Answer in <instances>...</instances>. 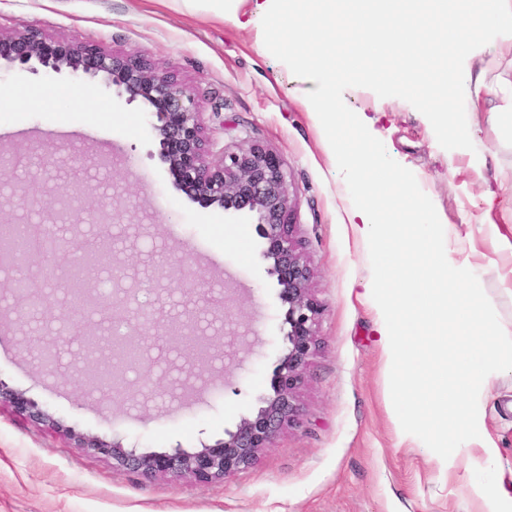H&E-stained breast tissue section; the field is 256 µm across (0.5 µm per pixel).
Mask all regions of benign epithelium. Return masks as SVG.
<instances>
[{
	"label": "benign epithelium",
	"instance_id": "7a95c632",
	"mask_svg": "<svg viewBox=\"0 0 512 512\" xmlns=\"http://www.w3.org/2000/svg\"><path fill=\"white\" fill-rule=\"evenodd\" d=\"M0 60L26 66L33 72L39 67L56 73L65 70L78 80L102 75L118 93L126 94L128 101H142L146 121L156 135L159 159L173 185L205 208L252 214L255 232L263 241L262 257L279 288V300L286 307L285 350L272 371L269 390L259 396L256 410L242 418L235 429H227L224 437L202 442L197 448L139 453L119 440L77 433L54 419L34 399L1 381L0 403L9 404L19 416L64 433L84 452L111 459L113 467L134 469L147 478L189 477L210 483L252 466L294 421L297 392L316 349L322 313L321 306L309 295L311 269L293 236L295 209L283 159L273 150L253 145L239 152L223 150L221 163H210L208 158L216 142L203 125L194 89L175 73L155 69L141 56L110 53L96 42L79 38L59 39L29 25L9 33L0 31ZM0 187L8 189L9 197L17 199L26 212L42 196V187L35 181L3 183ZM71 201L82 206L93 203V220L98 224H115L119 220L112 199L91 183L78 184ZM39 229L48 247L33 252L34 261L29 267L40 282V293L38 298L23 299L10 308L15 322L27 324L37 311L57 306L61 314H76L86 321H106L110 315H119L142 326L158 324L157 313L132 307V296L126 292L89 293L88 282L103 274L115 285L125 276V269L112 259V243L105 244V258L98 262L93 264L85 257L72 265L83 272L81 281L77 285L69 282L60 289L59 259L75 251L74 239L57 224L55 214L45 215ZM19 256L12 241L1 247L0 271L15 270ZM209 329L211 324H202V319L187 309L181 316L166 320L161 339L175 355L187 350L204 366L215 359ZM103 339L99 333L76 337L80 348L96 360L91 372L109 384V388L100 391L101 403H111L114 393H125L129 372L137 375L142 398L166 394L174 388L177 380L160 371L157 362L148 356L144 337L117 338L109 346L103 344Z\"/></svg>",
	"mask_w": 512,
	"mask_h": 512
}]
</instances>
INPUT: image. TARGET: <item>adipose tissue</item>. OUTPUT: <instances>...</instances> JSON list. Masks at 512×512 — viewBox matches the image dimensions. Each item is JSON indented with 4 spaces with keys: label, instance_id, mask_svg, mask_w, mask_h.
<instances>
[{
    "label": "adipose tissue",
    "instance_id": "obj_1",
    "mask_svg": "<svg viewBox=\"0 0 512 512\" xmlns=\"http://www.w3.org/2000/svg\"><path fill=\"white\" fill-rule=\"evenodd\" d=\"M278 12L291 19L292 58L320 76L303 105L317 118L330 162L353 182L380 184L389 178L367 162L366 141L335 136L351 120L337 112L333 90L358 72L362 60L385 61L377 77L401 93H416L432 122L448 130L447 104L459 84L483 86L469 60L489 65L500 45L512 46V0H279ZM489 19L498 25L499 44L483 41ZM400 199L391 208L359 204L347 213L357 236L373 247L415 240L409 263H393L359 284L361 298L377 312L388 383L401 397L391 417L406 440L407 420L421 419L428 436L444 446L441 461L448 470L463 462L490 463L498 450L482 434L479 401L490 392L487 366L512 374V353L502 350L512 329L489 323V308L476 290L449 291L464 262L436 238L415 236L412 225L396 220V213L421 209L411 192Z\"/></svg>",
    "mask_w": 512,
    "mask_h": 512
}]
</instances>
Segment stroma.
<instances>
[{
    "label": "stroma",
    "mask_w": 512,
    "mask_h": 512,
    "mask_svg": "<svg viewBox=\"0 0 512 512\" xmlns=\"http://www.w3.org/2000/svg\"><path fill=\"white\" fill-rule=\"evenodd\" d=\"M252 8L251 0H227L219 18L201 0H0V30L33 25L143 56L192 86L218 146L260 144L277 152L296 191L295 235L312 270L311 294L323 308L298 419L252 467L223 482L149 480L113 469L4 407L0 512H475L463 479L512 487L511 374L494 377L483 403L484 434L499 450L490 466L464 478L448 473L437 462L441 447L417 419L407 424L413 440L402 441L390 415L376 311L354 286L391 261H407L413 245L372 249L346 219L351 206L383 205L398 187L348 181L330 164L302 105L317 78L293 62L272 18L251 20ZM484 83L479 91L466 81L458 86L449 111L474 106L478 115L451 134L393 83L352 77L336 86L338 111L362 112L376 123L368 136L355 125L337 135L367 139L377 163L403 175L425 203L424 233L469 262L458 287L477 289L493 321L511 326L512 133L495 117L512 113V50H501ZM34 87L39 97H30ZM44 147L58 164L30 162L29 152ZM155 150L141 105L126 102L103 78L77 83L0 62V157L14 163L0 177L38 180L49 202L78 182L97 184L114 195L122 215L111 235L119 241L123 285L138 302L167 318L190 307L229 321L212 338L217 360L202 389L181 399L125 396L102 406L87 390L88 358L72 342L95 324L52 310L28 325L14 323L7 311L16 285L0 275V379L76 430L117 435L143 451L193 448L235 428L254 410L283 353L284 309L251 216L190 201ZM480 154L489 156L487 167H476ZM497 185L501 203L487 209L483 194ZM486 219L499 240L481 232ZM160 253L176 270L146 287Z\"/></svg>",
    "instance_id": "stroma-1"
}]
</instances>
